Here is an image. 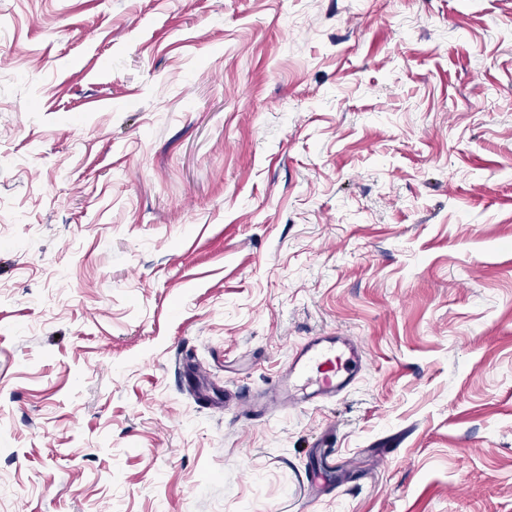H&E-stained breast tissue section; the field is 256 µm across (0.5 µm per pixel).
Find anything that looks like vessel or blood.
Listing matches in <instances>:
<instances>
[{
  "label": "vessel or blood",
  "mask_w": 512,
  "mask_h": 512,
  "mask_svg": "<svg viewBox=\"0 0 512 512\" xmlns=\"http://www.w3.org/2000/svg\"><path fill=\"white\" fill-rule=\"evenodd\" d=\"M362 350L351 336H312L288 357L285 372L269 394L247 400L248 413L317 408L344 398L357 383Z\"/></svg>",
  "instance_id": "obj_1"
}]
</instances>
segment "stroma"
Returning a JSON list of instances; mask_svg holds the SVG:
<instances>
[{"label": "stroma", "mask_w": 512, "mask_h": 512, "mask_svg": "<svg viewBox=\"0 0 512 512\" xmlns=\"http://www.w3.org/2000/svg\"><path fill=\"white\" fill-rule=\"evenodd\" d=\"M0 512H512V0H0ZM362 350L353 336H311L288 357L277 387L241 400L248 413L265 417L277 410L324 406L344 398L358 382Z\"/></svg>", "instance_id": "obj_1"}]
</instances>
